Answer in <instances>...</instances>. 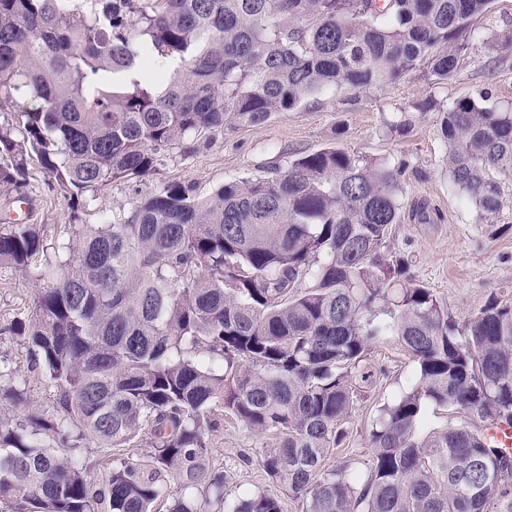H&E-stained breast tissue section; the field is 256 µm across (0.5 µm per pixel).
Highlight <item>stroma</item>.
Wrapping results in <instances>:
<instances>
[{
  "label": "stroma",
  "instance_id": "stroma-1",
  "mask_svg": "<svg viewBox=\"0 0 512 512\" xmlns=\"http://www.w3.org/2000/svg\"><path fill=\"white\" fill-rule=\"evenodd\" d=\"M482 94L489 105L512 104V50L490 47L480 27L449 81L437 84L410 75L354 93L325 88L294 108L276 112L266 123L225 127L223 134L199 145L192 154H172L146 178L113 181L77 214L47 177L31 169L30 221L50 243L65 225L100 223L112 212L130 208L160 184L179 182L206 197L225 183L273 169L287 170L297 154L335 143L393 164L407 163L411 175L403 184L400 220L392 227L388 253L404 258L413 280L430 288L449 317L461 322L490 297L512 295V179L503 184L499 212L479 217L450 186L448 148L439 134L443 108L458 98ZM425 101L430 102V109L417 110V103ZM399 121L408 122L407 134L387 135L386 123ZM421 202L434 212L432 223L412 219L413 205ZM35 292L31 281L0 269V361L26 379L31 403L47 410L52 406L50 389L32 371V356L23 337L6 329L13 318L27 315ZM366 364L382 377L367 398L357 403L348 437L341 447L329 451L326 466L365 470L371 457L366 428L377 406L397 397L416 372L415 363L393 344L372 347ZM211 442L209 462L226 477V500L265 491L279 496L283 512H302L301 501L271 483L258 463L269 436L252 433L228 419L212 432Z\"/></svg>",
  "mask_w": 512,
  "mask_h": 512
}]
</instances>
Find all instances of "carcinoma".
<instances>
[{
	"label": "carcinoma",
	"instance_id": "1",
	"mask_svg": "<svg viewBox=\"0 0 512 512\" xmlns=\"http://www.w3.org/2000/svg\"><path fill=\"white\" fill-rule=\"evenodd\" d=\"M495 0H0V190L35 162L74 210L145 177L227 125L254 126L327 87L413 72L453 77ZM512 48V14L487 27ZM448 178L480 216L512 177V109L463 97L442 111ZM407 165L336 144L209 198L173 182L52 244L0 224V268L42 277L9 330L26 340L51 412L0 386V512H206L224 504L209 432L230 416L275 442L259 465L304 512H512V455L466 422L425 431L431 408L512 422V297L463 323L385 251ZM331 260L319 263L321 255ZM394 342L416 377L379 406L361 474L327 469L347 438L370 349ZM105 459L103 488L83 448ZM148 447L133 460L125 448ZM226 512H282L246 493Z\"/></svg>",
	"mask_w": 512,
	"mask_h": 512
}]
</instances>
